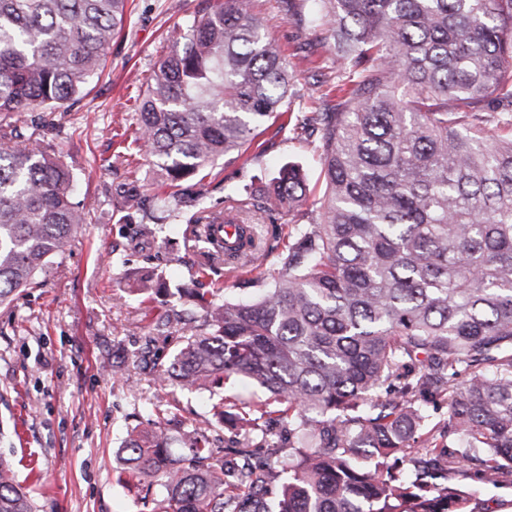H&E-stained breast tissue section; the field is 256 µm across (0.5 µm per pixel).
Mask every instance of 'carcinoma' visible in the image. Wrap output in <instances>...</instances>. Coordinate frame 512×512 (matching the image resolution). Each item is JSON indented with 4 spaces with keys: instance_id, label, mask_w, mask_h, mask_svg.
I'll return each instance as SVG.
<instances>
[{
    "instance_id": "carcinoma-1",
    "label": "carcinoma",
    "mask_w": 512,
    "mask_h": 512,
    "mask_svg": "<svg viewBox=\"0 0 512 512\" xmlns=\"http://www.w3.org/2000/svg\"><path fill=\"white\" fill-rule=\"evenodd\" d=\"M250 0L204 7L147 79L135 142L174 186L288 113L292 75ZM336 50V93L315 123L326 192L295 225L271 287L214 296L180 325L163 375L205 391L218 424L248 439L274 418L268 453L228 448L211 423L136 427L119 450L143 512H483L478 487L512 485V135L465 123L512 106V0H304ZM127 0H0V303L28 288L89 212L74 169L29 148L16 112H66L89 92ZM127 215L145 206L121 183ZM282 166L265 208L307 199ZM190 243L214 269L254 248L249 225L193 204ZM238 379L258 405L224 398ZM448 399V419L426 405ZM185 449L174 458L171 441ZM402 454L400 475L390 460ZM0 512H35L0 457Z\"/></svg>"
}]
</instances>
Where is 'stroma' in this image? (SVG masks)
<instances>
[{
	"mask_svg": "<svg viewBox=\"0 0 512 512\" xmlns=\"http://www.w3.org/2000/svg\"><path fill=\"white\" fill-rule=\"evenodd\" d=\"M171 0H135L136 9L112 41L108 67L72 111L58 112L46 131L36 112L16 114L29 146L53 145L76 169L75 195L90 207L70 247L54 256L32 287L0 304V456L14 463L15 479L32 495L38 512H139V491L119 480V450L128 432L148 419L164 387L152 370L173 346L155 327L168 313L196 312V296L219 289L244 300L258 295L277 270V248L291 225L315 216L325 192L319 134L267 122L246 153L218 163L204 180L182 182L170 192L156 166L134 143V118L147 78L160 59L164 38L181 16ZM270 35L288 57L293 74L289 109L310 114L315 97L334 79L335 49L322 31L286 14L280 0H254ZM304 169L309 200L276 214L247 213L265 247L248 267L199 271L197 250L186 248L177 224H159L154 236L132 242L136 227L124 218L114 184L139 180L149 196L169 197L183 214L193 200L221 209L228 194L250 185L253 199L279 168ZM150 276L164 288L151 300L131 292ZM121 366L112 375L108 365Z\"/></svg>",
	"mask_w": 512,
	"mask_h": 512,
	"instance_id": "35a3bbf8",
	"label": "stroma"
}]
</instances>
